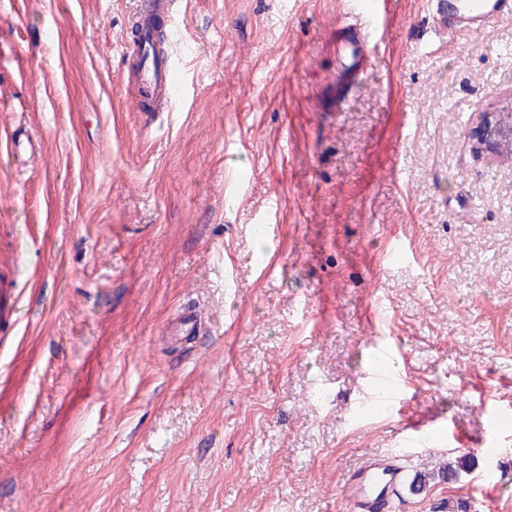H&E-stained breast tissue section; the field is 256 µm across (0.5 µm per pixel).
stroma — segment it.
Masks as SVG:
<instances>
[{"label": "stroma", "mask_w": 512, "mask_h": 512, "mask_svg": "<svg viewBox=\"0 0 512 512\" xmlns=\"http://www.w3.org/2000/svg\"><path fill=\"white\" fill-rule=\"evenodd\" d=\"M141 6L0 0V136L42 145L0 149V512H346L350 468L443 421L459 443L406 474L475 469L397 512H512V154L471 139L512 101V18L458 38L391 0L352 78L344 0H175L184 94L149 123ZM378 338L408 385L385 409Z\"/></svg>", "instance_id": "obj_1"}]
</instances>
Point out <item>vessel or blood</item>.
<instances>
[{
    "label": "vessel or blood",
    "mask_w": 512,
    "mask_h": 512,
    "mask_svg": "<svg viewBox=\"0 0 512 512\" xmlns=\"http://www.w3.org/2000/svg\"><path fill=\"white\" fill-rule=\"evenodd\" d=\"M171 0H147L143 9L140 32L123 52L138 61L139 108L160 112L172 108L176 101L174 85L178 69L169 51L154 50L150 31L153 16L169 12ZM388 0H348V13L361 16L364 34H351L347 25H337L331 33L348 70L364 72L370 66V39L382 37L387 28ZM437 20L449 35H471L486 30L504 17H512V0H436ZM372 381L386 388L390 399L400 398L405 384L400 375L377 367ZM402 481V472L393 454L371 455L348 472L343 483V498L348 512H377L380 504L392 499Z\"/></svg>",
    "instance_id": "obj_1"
}]
</instances>
